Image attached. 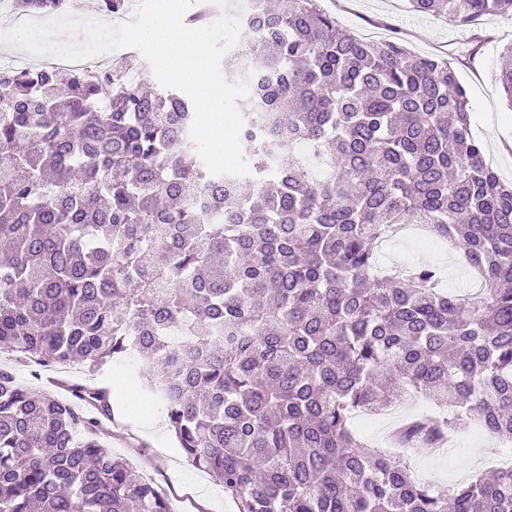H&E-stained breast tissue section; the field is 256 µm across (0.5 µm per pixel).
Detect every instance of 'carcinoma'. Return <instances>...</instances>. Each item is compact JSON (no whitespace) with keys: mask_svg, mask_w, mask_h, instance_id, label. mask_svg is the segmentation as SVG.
Masks as SVG:
<instances>
[{"mask_svg":"<svg viewBox=\"0 0 512 512\" xmlns=\"http://www.w3.org/2000/svg\"><path fill=\"white\" fill-rule=\"evenodd\" d=\"M411 2L472 29L473 52L480 21L512 12ZM239 19L248 54L224 71L249 77L247 178L211 174L193 102L129 69L0 71V353L90 374L137 357L143 394L237 512H512V469L439 493L350 427L412 390L442 410L404 422L399 448H439L471 416L512 439V183L455 69L316 0H249ZM411 222L461 250L475 293H448L435 266L381 268ZM112 413L108 386L61 399L1 366L0 512H173L100 441Z\"/></svg>","mask_w":512,"mask_h":512,"instance_id":"1","label":"carcinoma"}]
</instances>
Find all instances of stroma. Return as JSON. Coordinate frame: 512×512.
<instances>
[{"label": "stroma", "mask_w": 512, "mask_h": 512, "mask_svg": "<svg viewBox=\"0 0 512 512\" xmlns=\"http://www.w3.org/2000/svg\"><path fill=\"white\" fill-rule=\"evenodd\" d=\"M320 8L335 15L346 30L374 41L391 39L420 56H439L455 61L458 76L467 90L473 128L486 146L489 164L504 180L512 181V108L498 84L502 51L512 45V16H489L481 29L486 38L476 55H468V30L443 18L414 12L410 0H317ZM400 265L434 264L441 268L449 291L472 292L476 283L469 269L447 245L437 242L396 241L389 257ZM11 368L26 384L41 387L58 398L71 394L83 383L80 370L61 371L26 360H13ZM138 361L126 358L104 367L97 382L114 386L117 399L111 419L100 426V440L113 453L130 461L149 475L171 501L175 512H235L224 487L206 472L187 462L176 448L167 421L158 411H145V400L132 374ZM434 404L423 397L412 398L400 413L390 410L354 415L351 426L366 448L392 451L388 438L400 420L433 413ZM508 449L506 443L489 434L475 419L458 425L445 452L409 448L404 452L412 476L431 484L437 492L488 471L490 464Z\"/></svg>", "instance_id": "stroma-1"}]
</instances>
